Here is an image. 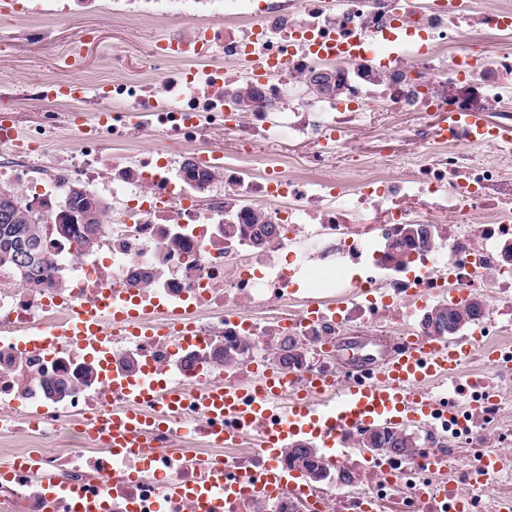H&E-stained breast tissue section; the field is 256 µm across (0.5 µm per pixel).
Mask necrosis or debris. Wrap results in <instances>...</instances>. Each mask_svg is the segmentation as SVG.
I'll list each match as a JSON object with an SVG mask.
<instances>
[{
  "label": "necrosis or debris",
  "mask_w": 512,
  "mask_h": 512,
  "mask_svg": "<svg viewBox=\"0 0 512 512\" xmlns=\"http://www.w3.org/2000/svg\"><path fill=\"white\" fill-rule=\"evenodd\" d=\"M194 32L177 40L173 56L191 60L163 89L143 80L111 81L95 98L63 95V83L36 77L27 94L54 121L71 112L96 116L122 105L145 124L79 129L80 150L52 153L47 138L16 143L0 131V177L17 164L48 157L52 170L24 187L49 220L74 182L117 204L94 253L61 246L44 285L0 283V512H67L49 500L59 478L94 499L97 512H194L184 500H162L173 482L201 484L211 473L207 450L179 448L166 427L149 438L154 458L139 451L114 460L91 434L88 418L110 420L127 408L122 383L172 378L198 385L244 380L258 369L225 371L216 357L225 340L300 337L308 352L285 382L286 397L308 373L330 375L332 341L370 330L394 340L411 335L409 317L429 296L483 295L512 310V262L496 259L512 244V151H499L456 124L403 126L406 112H490L512 126V0H270L265 9L194 15ZM260 57L271 69L251 111L228 113L232 68ZM336 73L333 96L299 88L309 72ZM386 117L389 136L413 144L408 153L366 158L345 130L357 119ZM233 126L242 148L228 159L210 131ZM311 147L307 168L267 161L258 144L281 130ZM162 131L180 154H143L135 136ZM343 158L336 178L325 161ZM208 172L188 181L186 165ZM264 216L277 226L269 245L254 247L248 226ZM409 224L433 229L434 246L408 247L403 264L384 242ZM103 299L114 315L134 311L158 324L184 321L191 332L109 336L98 347L37 346L33 333L64 329L71 310ZM65 374L74 389L43 390ZM512 376L475 377L449 393L447 414L434 419L415 457L377 455L360 488L334 496L289 480L255 495L252 479L284 456L260 448L225 449L224 478L239 483L222 512H512V474L489 477L482 461L445 471L461 447L481 451L488 430L512 438L505 388ZM37 458V469L26 468Z\"/></svg>",
  "instance_id": "necrosis-or-debris-1"
}]
</instances>
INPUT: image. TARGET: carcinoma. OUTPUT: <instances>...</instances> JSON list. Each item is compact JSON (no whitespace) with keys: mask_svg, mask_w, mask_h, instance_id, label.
Wrapping results in <instances>:
<instances>
[{"mask_svg":"<svg viewBox=\"0 0 512 512\" xmlns=\"http://www.w3.org/2000/svg\"><path fill=\"white\" fill-rule=\"evenodd\" d=\"M232 105L239 112H247L258 95L257 89L250 83L232 88ZM83 184L74 183L69 190V205L62 212L60 222L51 226L41 222L39 215L27 207L14 208L3 214L9 199H22L13 188L0 189V279L15 284L37 287L46 281L47 273L53 268L51 246L56 243L75 242L78 251H83L89 239L99 240L101 224L106 214V205L100 197L90 191L82 190ZM276 234L273 224L253 225L252 243L265 246ZM428 244L430 239H421L407 231L401 238L386 240V247L394 257L403 255L407 245ZM484 314L482 306L468 300L448 302L431 308L425 317L435 324L448 325L450 321L467 319L472 323ZM301 340L289 337L277 346H267L269 360L282 369H289L297 363L300 354L294 349ZM255 343L250 338H240L224 346V367L235 368L252 353ZM359 448H392L402 456L409 458L419 447L418 439L410 433L388 424L376 425L359 430L355 439ZM288 467L303 477L312 473L326 471L322 455L310 444L293 443L286 452Z\"/></svg>","mask_w":512,"mask_h":512,"instance_id":"cac0c4a2","label":"carcinoma"}]
</instances>
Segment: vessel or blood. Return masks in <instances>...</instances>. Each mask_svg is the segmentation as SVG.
I'll return each instance as SVG.
<instances>
[{"instance_id":"vessel-or-blood-1","label":"vessel or blood","mask_w":512,"mask_h":512,"mask_svg":"<svg viewBox=\"0 0 512 512\" xmlns=\"http://www.w3.org/2000/svg\"><path fill=\"white\" fill-rule=\"evenodd\" d=\"M457 123L476 128L492 140L512 146V128L490 126L484 113L469 112L456 118ZM112 333L110 313L98 309L94 302L77 308L66 336L70 345L93 347ZM460 352L456 344L411 336L402 346L383 353L380 360L356 365V372H370L369 381L345 384L324 377L303 379L302 401L286 399L283 379L273 372L261 375L257 384L238 382L210 385L200 390L173 386L158 390L156 385L138 384L128 391L131 410L112 416L108 432L91 425L111 443L114 454H125L131 448H145L144 436L153 424L177 418L188 402L201 411L202 429L217 446H233L251 436L253 422L267 423L260 439L264 448H274L286 439L303 434L323 438L327 447L342 444V431L355 425L399 424L422 422L436 417L440 399L420 394L419 386L437 379L459 378ZM235 485L224 480L223 465L212 463V479L204 485L187 487L171 483L169 493L188 501L206 502L232 496Z\"/></svg>"}]
</instances>
